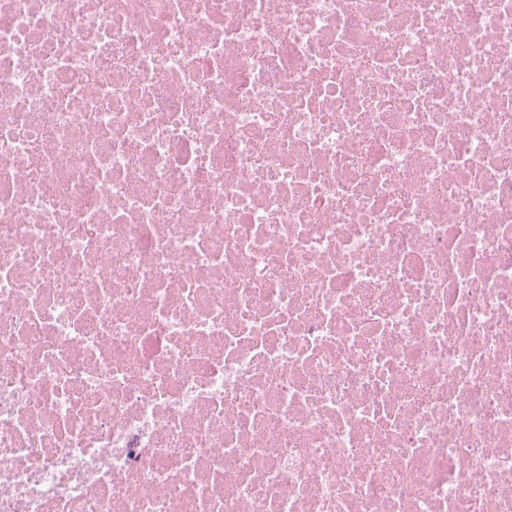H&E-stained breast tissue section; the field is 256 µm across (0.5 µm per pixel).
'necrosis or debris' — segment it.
Instances as JSON below:
<instances>
[{"mask_svg": "<svg viewBox=\"0 0 512 512\" xmlns=\"http://www.w3.org/2000/svg\"><path fill=\"white\" fill-rule=\"evenodd\" d=\"M0 512H512V0H0Z\"/></svg>", "mask_w": 512, "mask_h": 512, "instance_id": "4bbe7bcc", "label": "necrosis or debris"}]
</instances>
